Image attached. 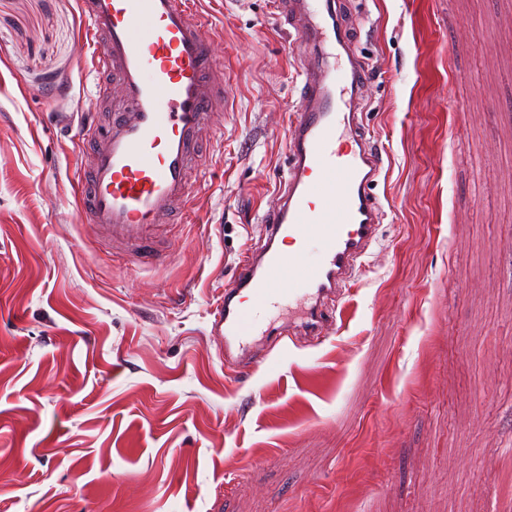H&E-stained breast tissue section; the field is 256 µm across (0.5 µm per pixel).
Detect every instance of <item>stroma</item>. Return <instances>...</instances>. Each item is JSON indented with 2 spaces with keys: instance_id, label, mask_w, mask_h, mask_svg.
<instances>
[{
  "instance_id": "obj_1",
  "label": "stroma",
  "mask_w": 512,
  "mask_h": 512,
  "mask_svg": "<svg viewBox=\"0 0 512 512\" xmlns=\"http://www.w3.org/2000/svg\"><path fill=\"white\" fill-rule=\"evenodd\" d=\"M385 212L324 340L225 368L210 307L287 174L274 0H196L231 97L165 261L78 223L79 0H0V512H505L512 0H339ZM493 489L500 498L512 500V454L509 449L495 472Z\"/></svg>"
}]
</instances>
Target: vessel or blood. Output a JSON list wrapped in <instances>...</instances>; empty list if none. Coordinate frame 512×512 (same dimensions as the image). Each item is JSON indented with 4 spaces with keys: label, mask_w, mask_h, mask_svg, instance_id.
Returning a JSON list of instances; mask_svg holds the SVG:
<instances>
[{
    "label": "vessel or blood",
    "mask_w": 512,
    "mask_h": 512,
    "mask_svg": "<svg viewBox=\"0 0 512 512\" xmlns=\"http://www.w3.org/2000/svg\"><path fill=\"white\" fill-rule=\"evenodd\" d=\"M97 92H115L109 120L87 115L77 137L87 160L74 180L80 223L133 265L159 261L163 225L184 208L204 165L205 129L223 134L227 100L217 36L192 0H80ZM303 45V85L286 129L288 170L262 244L240 256L213 308L210 336L225 367L261 335L321 336L349 294L383 219L370 189L383 159L361 121L369 68L336 0H277ZM294 249L285 253L281 239ZM299 304L288 329L265 326Z\"/></svg>",
    "instance_id": "obj_1"
}]
</instances>
